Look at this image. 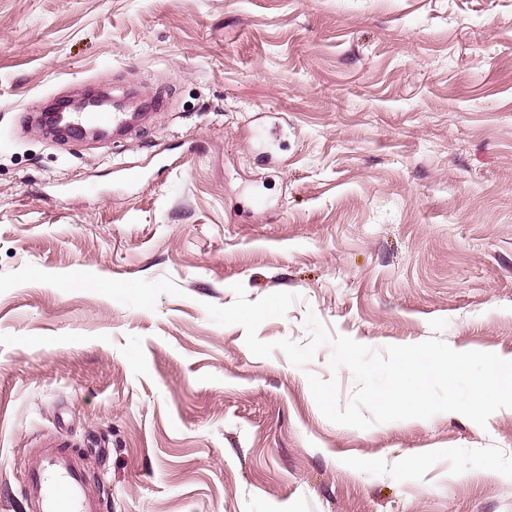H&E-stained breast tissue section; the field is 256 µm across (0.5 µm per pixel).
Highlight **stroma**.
<instances>
[{
    "label": "stroma",
    "mask_w": 512,
    "mask_h": 512,
    "mask_svg": "<svg viewBox=\"0 0 512 512\" xmlns=\"http://www.w3.org/2000/svg\"><path fill=\"white\" fill-rule=\"evenodd\" d=\"M92 84L157 109L46 135ZM236 283L265 342L512 354V0H0V512L55 436L104 512H512L511 409L334 424Z\"/></svg>",
    "instance_id": "obj_1"
}]
</instances>
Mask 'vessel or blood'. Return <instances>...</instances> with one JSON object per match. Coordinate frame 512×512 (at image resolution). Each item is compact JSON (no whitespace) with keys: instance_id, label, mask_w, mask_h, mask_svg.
<instances>
[{"instance_id":"1","label":"vessel or blood","mask_w":512,"mask_h":512,"mask_svg":"<svg viewBox=\"0 0 512 512\" xmlns=\"http://www.w3.org/2000/svg\"><path fill=\"white\" fill-rule=\"evenodd\" d=\"M23 483L28 512H99V501L87 487L79 457L63 439L37 448Z\"/></svg>"}]
</instances>
